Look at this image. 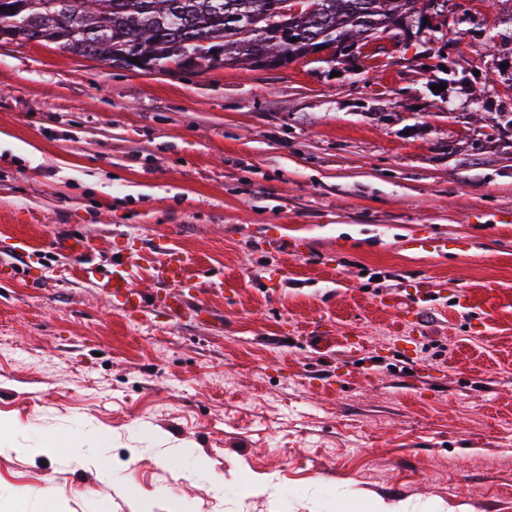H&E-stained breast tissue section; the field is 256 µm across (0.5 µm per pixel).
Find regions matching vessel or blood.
<instances>
[{"instance_id":"1","label":"vessel or blood","mask_w":512,"mask_h":512,"mask_svg":"<svg viewBox=\"0 0 512 512\" xmlns=\"http://www.w3.org/2000/svg\"><path fill=\"white\" fill-rule=\"evenodd\" d=\"M64 246L83 258V271L87 279L107 296L112 297L124 314L137 316L147 307L161 306L170 316L176 317L186 311L194 320H202L204 308H187L186 299L181 292L189 279V258L184 252L172 247L170 243L161 241L155 246V252L159 258L160 285L147 294L135 288L125 263L115 262L108 266L94 263L88 246L76 237L65 241Z\"/></svg>"}]
</instances>
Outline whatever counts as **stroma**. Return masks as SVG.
<instances>
[{
  "instance_id": "stroma-1",
  "label": "stroma",
  "mask_w": 512,
  "mask_h": 512,
  "mask_svg": "<svg viewBox=\"0 0 512 512\" xmlns=\"http://www.w3.org/2000/svg\"><path fill=\"white\" fill-rule=\"evenodd\" d=\"M474 16L441 92L390 41L355 74L0 44V512H512V0ZM76 235L145 292L165 237L206 321L127 317Z\"/></svg>"
}]
</instances>
